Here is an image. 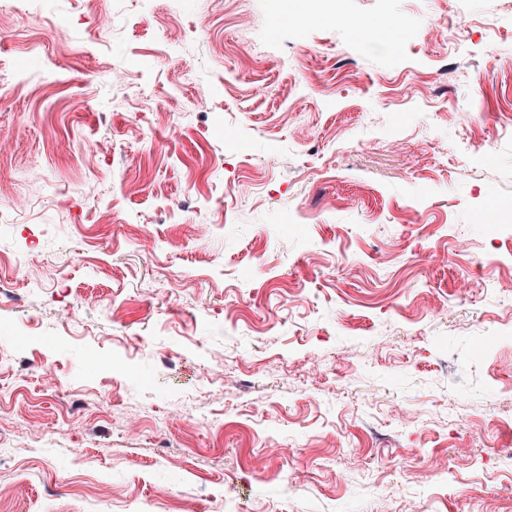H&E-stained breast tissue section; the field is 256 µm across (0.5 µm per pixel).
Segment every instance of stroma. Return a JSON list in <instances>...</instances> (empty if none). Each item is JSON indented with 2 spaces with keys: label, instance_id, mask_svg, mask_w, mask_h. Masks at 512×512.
<instances>
[{
  "label": "stroma",
  "instance_id": "obj_1",
  "mask_svg": "<svg viewBox=\"0 0 512 512\" xmlns=\"http://www.w3.org/2000/svg\"><path fill=\"white\" fill-rule=\"evenodd\" d=\"M281 8L0 18V211L42 202L0 220L28 291L0 309V512H512V0ZM112 69L168 111L128 110Z\"/></svg>",
  "mask_w": 512,
  "mask_h": 512
}]
</instances>
